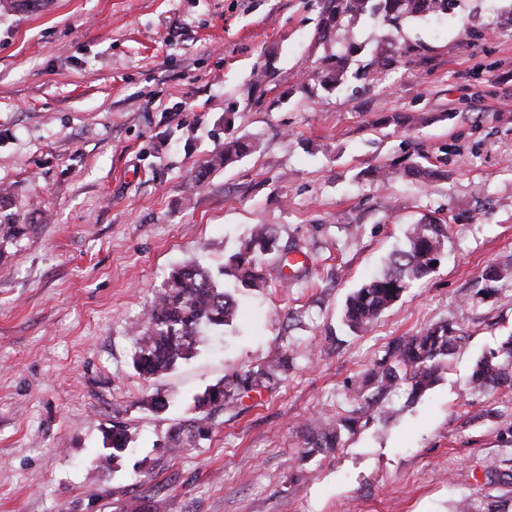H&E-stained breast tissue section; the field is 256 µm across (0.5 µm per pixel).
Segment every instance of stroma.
<instances>
[{
    "label": "stroma",
    "mask_w": 512,
    "mask_h": 512,
    "mask_svg": "<svg viewBox=\"0 0 512 512\" xmlns=\"http://www.w3.org/2000/svg\"><path fill=\"white\" fill-rule=\"evenodd\" d=\"M327 0H50L0 12V187L23 234L0 241V512H512V390L471 387L512 334V0H458L398 25L324 27ZM344 53L340 82L324 61ZM254 147L194 177L228 132ZM441 158L422 182L399 161ZM389 171L378 182L374 169ZM448 226L436 272L373 330L348 295L404 244ZM255 224L305 246L310 273L238 297L223 333L143 380L131 322L177 264L219 266ZM445 320L466 341L437 383L387 392L335 450L305 456L314 419L352 416L347 385L388 344ZM297 346L274 392L216 412L171 453L193 398ZM168 395V411L138 404ZM132 447L94 458L113 423Z\"/></svg>",
    "instance_id": "1"
}]
</instances>
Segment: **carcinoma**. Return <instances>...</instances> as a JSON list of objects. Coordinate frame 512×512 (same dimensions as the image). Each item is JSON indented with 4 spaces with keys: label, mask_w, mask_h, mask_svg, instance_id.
Masks as SVG:
<instances>
[{
    "label": "carcinoma",
    "mask_w": 512,
    "mask_h": 512,
    "mask_svg": "<svg viewBox=\"0 0 512 512\" xmlns=\"http://www.w3.org/2000/svg\"><path fill=\"white\" fill-rule=\"evenodd\" d=\"M49 0H0L5 11L34 13L44 9ZM454 6L453 0H336L327 24L336 29L347 26L362 17H370L388 24H398L406 18L446 14ZM252 148L247 138L228 136L224 151L202 166L195 177L201 182L215 168L237 161ZM21 233L17 217L7 214L0 219V239L7 241ZM448 243V227L432 219L413 224L406 236V244L391 257L382 274L373 276L347 298L344 321L354 332H366L381 315L396 304L417 281L436 272ZM301 252L297 244L284 241L267 224L254 226L239 242L235 252L212 272L196 260L174 267L156 292L143 319L131 326L135 335V371L146 378H154L190 359L206 329L220 331L231 325L236 316V299L225 288L224 279L230 278L237 289L266 288L276 281L286 288L299 280L308 267L294 269L290 275L284 268L292 267L290 255ZM509 274L507 266H491L483 275L484 285L475 296L484 301L496 293L492 283ZM465 340L460 329L446 320L432 323L417 333L399 338L389 344L385 355L358 380L348 385L352 399L358 402L356 413L369 418L376 410L378 396L392 387L407 384L412 394L421 395L438 380L448 367V361ZM295 351L287 349L270 363L259 364L224 376L194 397V409L204 416L185 420L170 436L168 448L196 447L210 437L212 412L229 409L247 393L273 389L291 370ZM512 363V335L502 341L498 349L482 355L475 363L472 385L475 389L505 387L512 389V374L507 371ZM354 418L317 424L305 438V454L325 452L340 444L343 432L350 431ZM132 438L125 426L115 423L106 436L103 451L95 460V468L107 470L118 467V461L130 448Z\"/></svg>",
    "instance_id": "cac0c4a2"
}]
</instances>
